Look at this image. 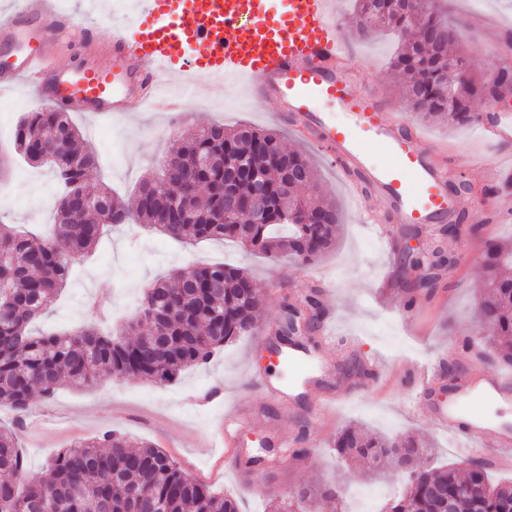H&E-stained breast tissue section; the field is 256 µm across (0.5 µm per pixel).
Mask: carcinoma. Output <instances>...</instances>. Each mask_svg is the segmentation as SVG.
<instances>
[{
    "mask_svg": "<svg viewBox=\"0 0 512 512\" xmlns=\"http://www.w3.org/2000/svg\"><path fill=\"white\" fill-rule=\"evenodd\" d=\"M413 13L399 15L386 0L373 12L366 0H356L351 21L353 35L366 39L378 29L395 31L401 39L392 70L404 85L409 107L422 119L448 115L457 124L480 119L475 106L459 107L448 97L446 86L457 78L448 66V45L453 29L434 9L433 0H414ZM472 99L501 100L512 96V69L504 67L488 84L467 76ZM80 132L63 112L36 109L18 123L14 134L16 156L31 165H47L54 173L60 200L53 232L45 240L33 233L0 227V279L7 284L0 293V402L23 423L31 396L39 392L51 400L64 386L86 388L100 381L136 375L165 385L211 358L240 336L260 327L262 297L243 269L227 263L191 265L178 270L173 280L156 281L144 289L141 303L124 322L120 333L109 336L93 327L69 332L35 334L30 325L44 312L47 300L66 287L72 267L100 242L107 226L143 224L164 236L185 242L195 239H229L252 251L275 257L285 255L296 263H311L324 256L336 241L341 214L333 203L313 199L318 177L310 158L284 149L276 134L241 126L227 130L213 124L177 138L165 160L162 176L144 180L134 205L127 208L112 190L87 184L96 167V154L78 146ZM201 152L211 165L193 173L189 198L181 196L185 184L170 174L178 156ZM267 176L270 209L267 222L251 225L243 236L239 225L216 222L224 210V184L231 182L241 195L251 183L224 170V153ZM474 190L459 173L448 178V194ZM288 200L283 214L280 200ZM187 210L190 219L182 217ZM488 219L477 220L461 211L454 221L438 228L428 253H402L401 268L427 264L442 267L455 262L440 238H454L467 231L481 232ZM487 291L476 309V320L490 336L492 360L512 366V277L496 270L512 266V248L488 244ZM441 287L436 276L406 286L404 305L414 306L421 295L431 296ZM286 328L279 332L288 345L311 341L322 317L316 296L298 304L287 303ZM336 454L356 459L372 468L383 458L404 452L407 483L388 512H512V484L491 480L487 463L471 460L466 475L441 464L419 469L416 461L431 451L416 436L393 440L366 439L357 430H342L335 441ZM50 478H28L18 437L12 427H0V512H135L139 498L163 504L164 512H239L232 496L219 497L182 471L163 450L132 441L115 431L58 451L49 464ZM480 479L491 493L479 500H448L429 494L433 486L448 491ZM338 497L333 490H300L293 504L320 509Z\"/></svg>",
    "mask_w": 512,
    "mask_h": 512,
    "instance_id": "1",
    "label": "carcinoma"
}]
</instances>
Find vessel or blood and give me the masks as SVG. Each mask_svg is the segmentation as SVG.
<instances>
[{"mask_svg":"<svg viewBox=\"0 0 512 512\" xmlns=\"http://www.w3.org/2000/svg\"><path fill=\"white\" fill-rule=\"evenodd\" d=\"M263 0H143L135 29L115 28L107 48L109 64H101L95 32L74 15L61 12L57 0H11L0 10V44L18 48L11 69L0 71V87L25 82L40 101L60 110L130 116L153 106L165 112L183 109L187 80L204 73L214 93L230 80L241 81L255 100L275 99L274 117L303 128L311 146L337 163L365 171L376 187V200L358 202L381 236L390 228L378 211L387 207L404 224H436L465 210V197L449 195L445 168L436 149L395 113L392 104L353 81L345 43L336 19L335 0H285L281 10L266 12ZM82 33L87 52L75 66L54 64L55 45ZM333 104L344 115L336 122L319 111ZM484 140L512 138V113L496 112L481 121ZM382 148L388 160L373 163L369 145ZM297 376H312L314 362L304 349L290 347L284 358ZM446 362L421 368L416 376L419 397L431 399L446 376ZM458 407L433 402L435 424L471 443L492 439L488 453L496 461L512 459V428L495 425L476 409L472 398L512 401V378L493 372L456 385ZM243 414L226 415L220 434L227 453L238 450L237 431Z\"/></svg>","mask_w":512,"mask_h":512,"instance_id":"vessel-or-blood-1","label":"vessel or blood"}]
</instances>
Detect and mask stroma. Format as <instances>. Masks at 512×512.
<instances>
[{"mask_svg":"<svg viewBox=\"0 0 512 512\" xmlns=\"http://www.w3.org/2000/svg\"><path fill=\"white\" fill-rule=\"evenodd\" d=\"M88 2L58 0V7L92 23L100 42L109 41L113 25L136 22L130 0H99L93 8ZM441 8L457 28L452 50L467 58L474 75L486 79L512 63V51L503 45L512 32V0H443ZM350 10V0H336L342 37L349 53L367 65L369 89L405 104L389 66L395 37L387 33L365 41L354 39L344 22ZM209 85L208 77L195 78L185 101L187 116L176 126L168 113L150 107L127 121L70 113L85 144L98 155L90 186L106 184L131 199L144 177L158 173L177 136L215 123L229 128L248 123L277 133L283 147L302 151L313 160L320 198L336 204L342 213L336 245L323 258L294 267L230 242L181 244L150 230L109 231L95 254L72 269L66 287L48 300L35 330L62 332L92 325L111 333L134 310L144 288L198 262H227L249 273L264 297L261 327L254 335L225 345L210 363L185 370L169 385L131 375L89 389L60 388L48 403L33 398L19 435L27 471L32 478H46L47 464L59 450L113 430L162 449L214 494L235 495L241 512H272L275 504L289 501L298 489L333 487L339 490L341 508L352 489L379 490L373 509L382 512L385 503L402 492V475L389 469L373 474L349 465L337 459L332 443L345 426L357 424L371 433L423 436L436 445L431 463L463 465L458 446L434 425L413 380L421 365L463 339H470L476 348L484 346L474 307L486 280L487 241L512 240V191L499 188L500 175L512 173V140L500 144L495 161L498 175L490 178L481 166L487 147L475 125L428 122L406 112L409 123L431 142L447 147V167L462 169L476 188L491 187V195L481 197L475 214L480 217L488 211L494 219L485 224L480 237L465 233L445 240L455 263L440 272L443 289L419 297L404 313L400 310L403 285L420 277L421 271L398 270L393 253L407 244H429L427 230L401 224L387 240L378 239L361 224L360 208L336 164L272 120L275 101L245 104V91L238 84L226 86L223 100L218 101L210 96ZM40 105L22 84L0 94V153L12 152L16 124ZM56 209L57 183L48 166L17 164L0 184V224L43 236ZM313 288L319 289L323 308L315 355L331 356L336 367L317 386L290 382L281 357L268 349L285 301ZM350 357L374 362L375 376L345 377L340 365ZM253 376L292 384L295 401L281 404L267 398L250 386ZM321 389L334 392L336 400L317 417L310 405ZM233 405L245 407L248 415L240 428L243 446L228 457L217 431L225 407ZM272 444L280 451L275 468L241 467V459ZM296 447L304 449V456H293Z\"/></svg>","mask_w":512,"mask_h":512,"instance_id":"1","label":"stroma"}]
</instances>
